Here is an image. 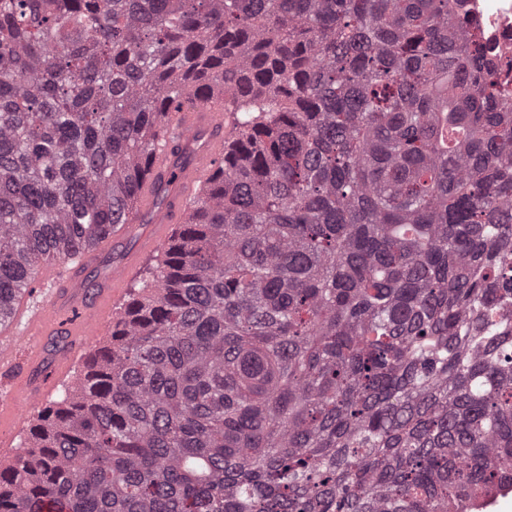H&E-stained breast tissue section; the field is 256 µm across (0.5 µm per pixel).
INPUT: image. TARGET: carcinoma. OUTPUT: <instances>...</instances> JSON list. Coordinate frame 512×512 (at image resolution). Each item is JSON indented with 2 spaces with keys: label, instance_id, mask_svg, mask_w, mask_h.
<instances>
[{
  "label": "carcinoma",
  "instance_id": "obj_1",
  "mask_svg": "<svg viewBox=\"0 0 512 512\" xmlns=\"http://www.w3.org/2000/svg\"><path fill=\"white\" fill-rule=\"evenodd\" d=\"M512 58L464 0H0V305L233 139L0 512H466L512 484ZM462 139L445 147V131Z\"/></svg>",
  "mask_w": 512,
  "mask_h": 512
}]
</instances>
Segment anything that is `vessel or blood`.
Wrapping results in <instances>:
<instances>
[{
  "label": "vessel or blood",
  "instance_id": "vessel-or-blood-1",
  "mask_svg": "<svg viewBox=\"0 0 512 512\" xmlns=\"http://www.w3.org/2000/svg\"><path fill=\"white\" fill-rule=\"evenodd\" d=\"M168 110L169 132L154 146L149 171L137 188L133 218L150 224L139 251L126 254L92 287L79 269L60 262L46 265L0 314V459L14 455L31 405L67 377L80 351L110 318L137 269L140 251L161 246L172 226L184 223L191 202L224 158L223 101L201 107L175 101ZM126 232V225L116 224L84 246L83 264Z\"/></svg>",
  "mask_w": 512,
  "mask_h": 512
}]
</instances>
